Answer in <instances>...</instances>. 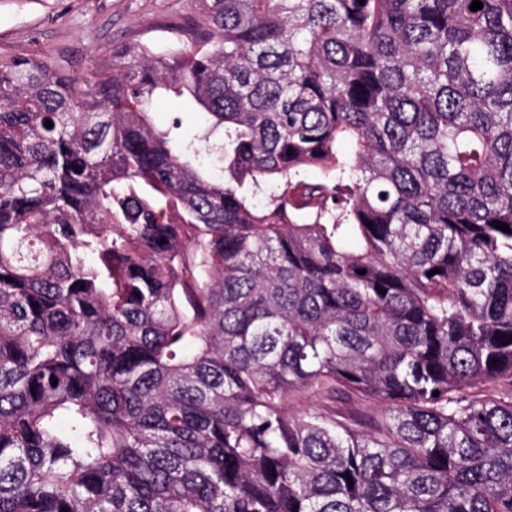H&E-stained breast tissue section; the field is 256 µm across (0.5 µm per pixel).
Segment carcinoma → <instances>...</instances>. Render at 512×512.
<instances>
[{"label": "carcinoma", "instance_id": "cac0c4a2", "mask_svg": "<svg viewBox=\"0 0 512 512\" xmlns=\"http://www.w3.org/2000/svg\"><path fill=\"white\" fill-rule=\"evenodd\" d=\"M196 2L0 66V512H512V0ZM180 112L183 119L181 132L187 137L197 135L205 126L202 116L193 112L191 106L184 100L163 99L154 104L151 121L156 126L168 125L172 113Z\"/></svg>", "mask_w": 512, "mask_h": 512}]
</instances>
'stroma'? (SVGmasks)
Listing matches in <instances>:
<instances>
[{"mask_svg": "<svg viewBox=\"0 0 512 512\" xmlns=\"http://www.w3.org/2000/svg\"><path fill=\"white\" fill-rule=\"evenodd\" d=\"M199 23L193 0H0V61L34 55L80 76L124 44L190 45Z\"/></svg>", "mask_w": 512, "mask_h": 512, "instance_id": "35a3bbf8", "label": "stroma"}]
</instances>
